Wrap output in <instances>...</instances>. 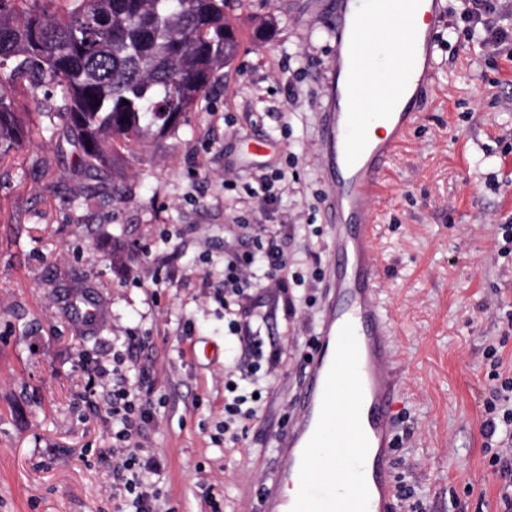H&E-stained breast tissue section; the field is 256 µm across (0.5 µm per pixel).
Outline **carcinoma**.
Segmentation results:
<instances>
[{"mask_svg": "<svg viewBox=\"0 0 512 512\" xmlns=\"http://www.w3.org/2000/svg\"><path fill=\"white\" fill-rule=\"evenodd\" d=\"M238 48L224 0H0V147L30 133L3 79L32 78L59 90L79 166L112 168L176 130Z\"/></svg>", "mask_w": 512, "mask_h": 512, "instance_id": "1", "label": "carcinoma"}]
</instances>
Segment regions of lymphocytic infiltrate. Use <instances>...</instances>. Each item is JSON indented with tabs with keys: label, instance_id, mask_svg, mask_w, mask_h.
Segmentation results:
<instances>
[{
	"label": "lymphocytic infiltrate",
	"instance_id": "1",
	"mask_svg": "<svg viewBox=\"0 0 512 512\" xmlns=\"http://www.w3.org/2000/svg\"><path fill=\"white\" fill-rule=\"evenodd\" d=\"M512 6L507 0H462L459 16L468 33H480L485 44L497 48L512 41V26L502 18ZM288 269V257L276 235L259 234L246 250L224 251L219 294L215 299L224 309V335L241 352L245 368L241 373L225 372L224 419L218 429L227 441L239 440L246 420L256 412L255 397L267 389L275 376L281 352L265 345L252 327L248 305L251 289L280 288ZM490 416L484 427L488 437L499 440L492 463L512 456V378L494 388L488 401ZM112 474L125 491L124 512H155L158 494L152 480L162 464L149 452L140 450L139 436L155 417L152 400L139 382L129 377L123 359L112 362Z\"/></svg>",
	"mask_w": 512,
	"mask_h": 512
}]
</instances>
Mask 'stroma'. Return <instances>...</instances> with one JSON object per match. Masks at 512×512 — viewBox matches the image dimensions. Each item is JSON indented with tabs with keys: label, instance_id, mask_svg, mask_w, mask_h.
I'll return each instance as SVG.
<instances>
[{
	"label": "stroma",
	"instance_id": "1",
	"mask_svg": "<svg viewBox=\"0 0 512 512\" xmlns=\"http://www.w3.org/2000/svg\"><path fill=\"white\" fill-rule=\"evenodd\" d=\"M227 10L241 50L175 133L93 174L58 125L0 157V512H115L112 385L96 368L116 351L151 366L157 512H262L284 464L274 442L296 415L326 297L320 129L334 5ZM436 43L435 77L371 203L403 393L394 470L424 512H503L512 472L491 464L482 424L492 389L512 377V254L500 252L512 225V45L492 50L453 22ZM264 172L280 176L270 203L246 192ZM241 220L278 235L293 280L286 310L251 292L281 358L247 439L229 447L216 430L224 311L201 258L223 264L225 227ZM157 271L174 281L144 287ZM95 304L99 321H85Z\"/></svg>",
	"mask_w": 512,
	"mask_h": 512
}]
</instances>
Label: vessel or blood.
Instances as JSON below:
<instances>
[{
  "mask_svg": "<svg viewBox=\"0 0 512 512\" xmlns=\"http://www.w3.org/2000/svg\"><path fill=\"white\" fill-rule=\"evenodd\" d=\"M336 51L321 133L334 182L332 261L316 348L297 415L277 448L286 467L265 512H395L392 447L400 384L377 301L369 204L381 170L416 118L434 71L442 0H335ZM390 28L376 48L372 36ZM299 487L296 497L281 485Z\"/></svg>",
  "mask_w": 512,
  "mask_h": 512,
  "instance_id": "vessel-or-blood-1",
  "label": "vessel or blood"
}]
</instances>
